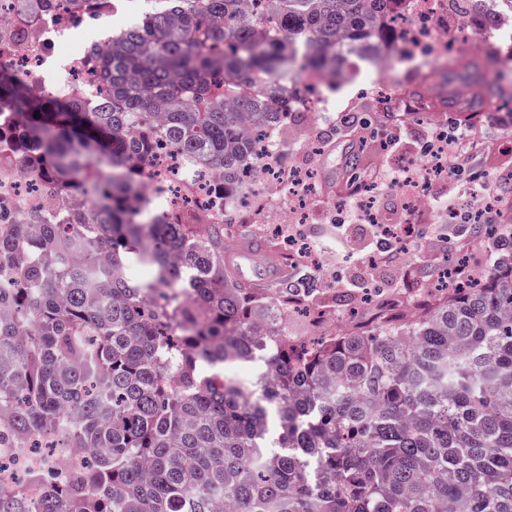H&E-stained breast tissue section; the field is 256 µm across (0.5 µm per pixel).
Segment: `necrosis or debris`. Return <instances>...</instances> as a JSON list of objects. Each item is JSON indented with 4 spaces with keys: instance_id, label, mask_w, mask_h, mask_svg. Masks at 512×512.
Instances as JSON below:
<instances>
[{
    "instance_id": "1",
    "label": "necrosis or debris",
    "mask_w": 512,
    "mask_h": 512,
    "mask_svg": "<svg viewBox=\"0 0 512 512\" xmlns=\"http://www.w3.org/2000/svg\"><path fill=\"white\" fill-rule=\"evenodd\" d=\"M151 0H109L107 13L89 9L71 12L65 0H37L32 11L23 12L16 0H0V34L11 35L7 53L0 55V70L31 84L60 100L80 94L88 100L104 96L100 70L91 59L88 45L107 48L112 39L102 19H133L149 9ZM402 39L414 58L430 62L460 48L471 52L483 43L482 33L462 19H449L448 0H409L401 23ZM324 78L304 79L292 100L297 111L311 113L315 122L328 123L337 108L335 99L323 92ZM282 143L268 134L259 143L250 177L255 184L246 201L248 209L266 215L278 214L281 224L304 223L321 188L309 167L281 162ZM143 174L144 192L159 210L205 209L223 217L217 198L224 182L209 169L195 167L156 143L146 156L135 158ZM391 166L380 164L367 177L362 191L337 198L326 214L336 223L355 215L358 223L377 224L405 242L407 229L431 207L430 190L435 183H448V130H432L424 148L403 166L397 187L401 208L382 211L378 193ZM44 196L31 186L24 170L0 165V211L13 216L42 208Z\"/></svg>"
}]
</instances>
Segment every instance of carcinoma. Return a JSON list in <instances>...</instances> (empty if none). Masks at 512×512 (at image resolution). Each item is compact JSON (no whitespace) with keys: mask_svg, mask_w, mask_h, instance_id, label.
Masks as SVG:
<instances>
[{"mask_svg":"<svg viewBox=\"0 0 512 512\" xmlns=\"http://www.w3.org/2000/svg\"><path fill=\"white\" fill-rule=\"evenodd\" d=\"M399 2L265 0L257 34L241 0H176V21L157 0L95 57L103 105L0 71V155L52 200L50 224L0 218V449H49L0 479V512H512V249L478 288L304 342L279 324L306 302L298 282L247 288L226 225L134 207L127 158L161 137L224 171L229 208L256 151L244 121L277 130L299 79L390 57ZM451 2L503 33L488 0ZM506 68L471 62L472 95L448 107L511 111ZM56 448L92 456L58 476Z\"/></svg>","mask_w":512,"mask_h":512,"instance_id":"obj_1","label":"carcinoma"}]
</instances>
